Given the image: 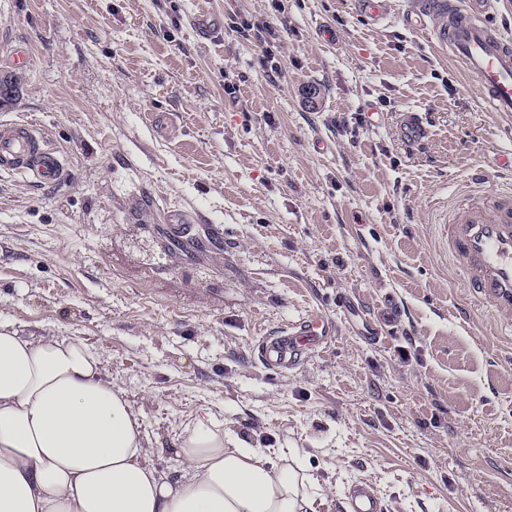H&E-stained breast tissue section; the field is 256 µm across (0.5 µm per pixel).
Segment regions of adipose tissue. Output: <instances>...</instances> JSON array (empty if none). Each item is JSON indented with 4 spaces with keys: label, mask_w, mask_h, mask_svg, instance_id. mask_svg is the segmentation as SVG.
Masks as SVG:
<instances>
[{
    "label": "adipose tissue",
    "mask_w": 512,
    "mask_h": 512,
    "mask_svg": "<svg viewBox=\"0 0 512 512\" xmlns=\"http://www.w3.org/2000/svg\"><path fill=\"white\" fill-rule=\"evenodd\" d=\"M104 356L77 336L0 326V512H319L327 489L301 448H256L201 409L179 436L180 479Z\"/></svg>",
    "instance_id": "adipose-tissue-1"
}]
</instances>
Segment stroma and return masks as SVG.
I'll use <instances>...</instances> for the list:
<instances>
[{
  "label": "stroma",
  "instance_id": "1",
  "mask_svg": "<svg viewBox=\"0 0 512 512\" xmlns=\"http://www.w3.org/2000/svg\"><path fill=\"white\" fill-rule=\"evenodd\" d=\"M407 2L373 25L352 0H0V79L19 82L0 120L67 161L56 184L0 172V325L103 352L169 479L208 408L255 447L305 449L322 512L365 480L387 512H512V335L433 220L472 172L512 180V119L404 26ZM234 15L275 29L278 70ZM313 314L329 345L288 371L257 359ZM400 126H402L406 142L413 146L420 145L427 135L422 116L417 112H404Z\"/></svg>",
  "mask_w": 512,
  "mask_h": 512
}]
</instances>
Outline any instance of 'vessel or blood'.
Segmentation results:
<instances>
[{
    "label": "vessel or blood",
    "mask_w": 512,
    "mask_h": 512,
    "mask_svg": "<svg viewBox=\"0 0 512 512\" xmlns=\"http://www.w3.org/2000/svg\"><path fill=\"white\" fill-rule=\"evenodd\" d=\"M493 0H413L403 20L410 28L430 27L433 40L479 88L486 111L512 117V40L491 25ZM407 143L420 145L427 135L419 113H403ZM66 162L45 136L27 122L0 123V171L22 175L33 185L59 182ZM444 250L477 302L490 307L501 329L512 334V187L486 190L482 178L459 190L436 221ZM335 334L332 321L310 317L259 338L260 360L269 367H297ZM345 512H386L374 486L360 482L346 495Z\"/></svg>",
    "instance_id": "b4317fda"
}]
</instances>
